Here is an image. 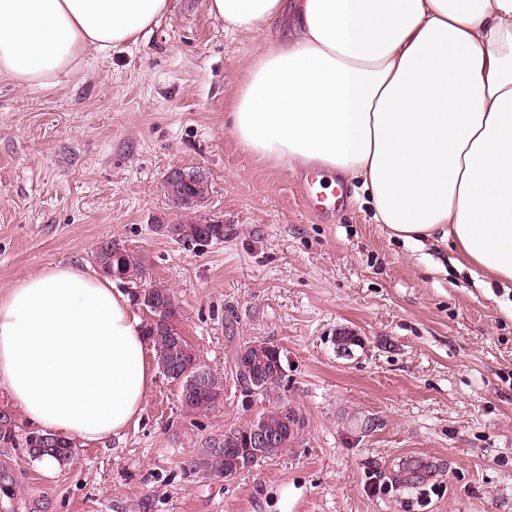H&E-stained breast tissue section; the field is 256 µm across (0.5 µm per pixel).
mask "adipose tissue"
<instances>
[{"mask_svg": "<svg viewBox=\"0 0 512 512\" xmlns=\"http://www.w3.org/2000/svg\"><path fill=\"white\" fill-rule=\"evenodd\" d=\"M230 31L290 9L230 114L269 164L360 183L391 237L453 243L512 284V0H207ZM168 0H0V76L55 86L137 43ZM144 329L108 278L56 264L0 293V385L27 421L105 441L152 385Z\"/></svg>", "mask_w": 512, "mask_h": 512, "instance_id": "adipose-tissue-1", "label": "adipose tissue"}]
</instances>
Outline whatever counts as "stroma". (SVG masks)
I'll return each mask as SVG.
<instances>
[{
  "label": "stroma",
  "mask_w": 512,
  "mask_h": 512,
  "mask_svg": "<svg viewBox=\"0 0 512 512\" xmlns=\"http://www.w3.org/2000/svg\"><path fill=\"white\" fill-rule=\"evenodd\" d=\"M285 23L228 31L207 0H169L136 45L63 84L0 78V292L51 264L93 265L112 239L181 306L178 327L224 374V401L184 414L156 376L137 422L76 440L45 478L1 448L15 512H512V288L483 285L450 248L389 237L366 199L333 212L300 198L308 174L245 152L229 114L247 61ZM202 170L196 216L223 241L192 250L153 232L180 219L164 176ZM347 332L357 346L338 348ZM260 339L285 356L300 443L226 479L186 475L209 439L266 404H244L233 356ZM373 429H365L367 420Z\"/></svg>",
  "instance_id": "35a3bbf8"
}]
</instances>
